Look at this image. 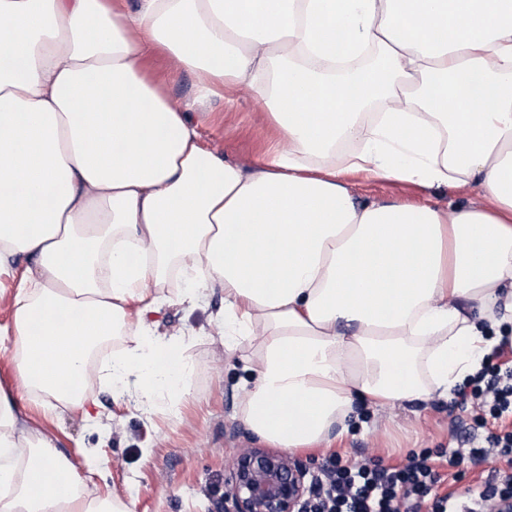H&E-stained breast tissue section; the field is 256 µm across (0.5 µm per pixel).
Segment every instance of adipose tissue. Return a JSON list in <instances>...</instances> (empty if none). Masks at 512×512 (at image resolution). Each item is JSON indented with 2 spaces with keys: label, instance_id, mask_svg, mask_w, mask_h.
Wrapping results in <instances>:
<instances>
[{
  "label": "adipose tissue",
  "instance_id": "adipose-tissue-1",
  "mask_svg": "<svg viewBox=\"0 0 512 512\" xmlns=\"http://www.w3.org/2000/svg\"><path fill=\"white\" fill-rule=\"evenodd\" d=\"M341 36L381 71L327 81ZM157 49L196 75L197 108L249 85L287 151L246 169L205 150L142 70ZM351 171L485 203L369 202ZM20 256L0 512H130L87 493L27 398L83 412L96 378L154 414L194 368L147 317L214 287L225 351L252 343L239 412L273 447L332 444L360 398H447L512 324V0H0V269Z\"/></svg>",
  "mask_w": 512,
  "mask_h": 512
}]
</instances>
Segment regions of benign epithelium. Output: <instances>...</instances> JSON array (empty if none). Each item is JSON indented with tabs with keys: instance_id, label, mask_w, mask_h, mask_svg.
<instances>
[{
	"instance_id": "1",
	"label": "benign epithelium",
	"mask_w": 512,
	"mask_h": 512,
	"mask_svg": "<svg viewBox=\"0 0 512 512\" xmlns=\"http://www.w3.org/2000/svg\"><path fill=\"white\" fill-rule=\"evenodd\" d=\"M308 473L306 466L284 452L247 449L228 471V490L216 501V512H298Z\"/></svg>"
}]
</instances>
